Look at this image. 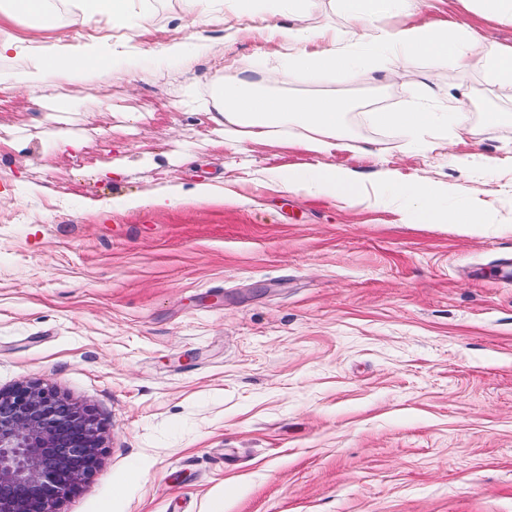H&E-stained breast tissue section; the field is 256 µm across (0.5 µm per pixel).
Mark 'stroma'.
Instances as JSON below:
<instances>
[{"mask_svg":"<svg viewBox=\"0 0 512 512\" xmlns=\"http://www.w3.org/2000/svg\"><path fill=\"white\" fill-rule=\"evenodd\" d=\"M147 6L146 27L52 35L125 42L121 77L0 92V388L41 381L104 432L99 470L59 512H512V91L439 60L272 84L271 45L196 23L182 0ZM419 15L512 45V25L458 0ZM172 38L188 56L158 53ZM219 82L336 95L345 149L232 153L211 113L181 104ZM452 91L468 95L453 141L362 121ZM318 165L447 184L440 207L483 201L485 222L269 185ZM205 179L232 199L112 209Z\"/></svg>","mask_w":512,"mask_h":512,"instance_id":"35a3bbf8","label":"stroma"}]
</instances>
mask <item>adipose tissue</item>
Instances as JSON below:
<instances>
[{"label": "adipose tissue", "mask_w": 512, "mask_h": 512, "mask_svg": "<svg viewBox=\"0 0 512 512\" xmlns=\"http://www.w3.org/2000/svg\"><path fill=\"white\" fill-rule=\"evenodd\" d=\"M239 16L248 18L247 34L266 43L275 44L276 63L269 77L276 82H291L299 76H326L345 81L360 76L366 82L391 78L398 69L431 59L444 61L452 68L480 71L487 85L512 90V45L487 42L476 38L467 25L453 20L438 23L406 25L396 29H374L366 33V22L397 11L409 15L418 11L419 0H345L344 25L307 28L297 20L311 13L318 0H289L291 25L271 22L262 14L260 0H236ZM32 18L37 29L54 31L61 19L70 25H84L89 18L103 20L111 29L130 28L132 22L150 23L152 15L142 0H69L66 16H59L51 0H7L0 6V23L14 24L19 17ZM118 51L117 44L90 40L77 44L38 41L27 68L13 78V85L41 88L57 79L73 82L82 72L92 70L109 74L110 61ZM465 97L449 94L446 111L432 112L419 107L410 111L378 110L367 119L376 127L394 128L414 138L431 128L454 131L460 124ZM222 125L224 144L240 148L248 140L276 141L287 125L301 127L304 135L298 144L317 155H331L345 147L342 100L330 95H254L241 88L218 87L211 101ZM279 185L307 196H322L350 204H377L384 197V186L367 185L348 169L320 165L310 169H294L279 173ZM444 185L420 183L396 190L401 210L421 224H466L483 222L484 205L475 204L456 211L438 207L439 197L447 195ZM193 205L219 204L225 199L222 186L197 183L188 193L176 196L161 191L150 200L123 197L113 200L116 211H130L150 204L165 208L175 199Z\"/></svg>", "instance_id": "obj_1"}]
</instances>
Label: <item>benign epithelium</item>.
<instances>
[{"mask_svg": "<svg viewBox=\"0 0 512 512\" xmlns=\"http://www.w3.org/2000/svg\"><path fill=\"white\" fill-rule=\"evenodd\" d=\"M90 411L39 381L0 389V512H58L100 468Z\"/></svg>", "mask_w": 512, "mask_h": 512, "instance_id": "benign-epithelium-1", "label": "benign epithelium"}]
</instances>
